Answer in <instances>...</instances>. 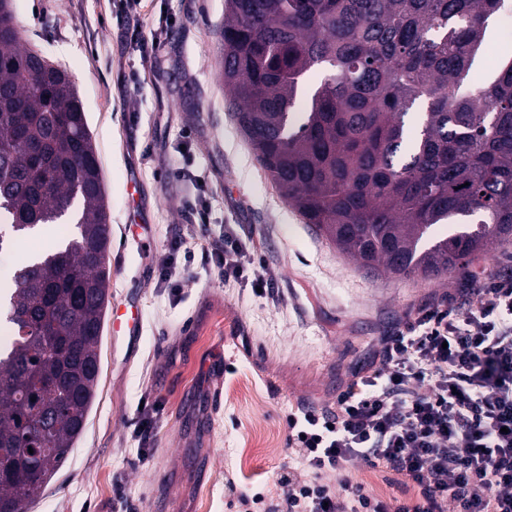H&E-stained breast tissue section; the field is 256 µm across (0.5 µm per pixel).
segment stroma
Here are the masks:
<instances>
[{
  "instance_id": "stroma-1",
  "label": "stroma",
  "mask_w": 512,
  "mask_h": 512,
  "mask_svg": "<svg viewBox=\"0 0 512 512\" xmlns=\"http://www.w3.org/2000/svg\"><path fill=\"white\" fill-rule=\"evenodd\" d=\"M120 0H14L26 46L65 70L81 98L110 209L109 302L139 307L138 340L103 334L97 395L64 466L26 512H262L289 461L286 417L333 401L371 338L463 274H512V238L440 278L362 269L288 206L258 164L218 77L224 0H144L155 50L130 47ZM172 15L168 27L163 16ZM139 73L143 89L127 84ZM194 158L211 222L238 224L276 271L278 302L221 282L195 259L178 298L153 255L195 230L171 167ZM222 353L216 377L204 367ZM160 404L149 447L134 429Z\"/></svg>"
}]
</instances>
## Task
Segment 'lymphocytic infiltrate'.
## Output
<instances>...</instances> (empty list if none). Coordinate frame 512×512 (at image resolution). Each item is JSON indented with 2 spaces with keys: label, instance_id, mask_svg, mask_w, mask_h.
<instances>
[{
  "label": "lymphocytic infiltrate",
  "instance_id": "obj_1",
  "mask_svg": "<svg viewBox=\"0 0 512 512\" xmlns=\"http://www.w3.org/2000/svg\"><path fill=\"white\" fill-rule=\"evenodd\" d=\"M173 175L199 235L197 248L176 238L155 254L163 286L178 293L199 255L219 280L271 294L272 271L250 236L214 231L198 175ZM287 442L269 512H512V275L463 280L406 312L333 402L296 403ZM352 464L396 475L400 495L354 480Z\"/></svg>",
  "mask_w": 512,
  "mask_h": 512
}]
</instances>
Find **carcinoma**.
<instances>
[{"label": "carcinoma", "instance_id": "carcinoma-1", "mask_svg": "<svg viewBox=\"0 0 512 512\" xmlns=\"http://www.w3.org/2000/svg\"><path fill=\"white\" fill-rule=\"evenodd\" d=\"M504 2L225 0L221 78L242 135L304 223L362 265L439 277L512 237V58L459 94ZM20 41L0 0V222L14 236L69 229L0 286V512H23L84 428L109 284L82 101ZM19 217L33 226L15 228Z\"/></svg>", "mask_w": 512, "mask_h": 512}]
</instances>
